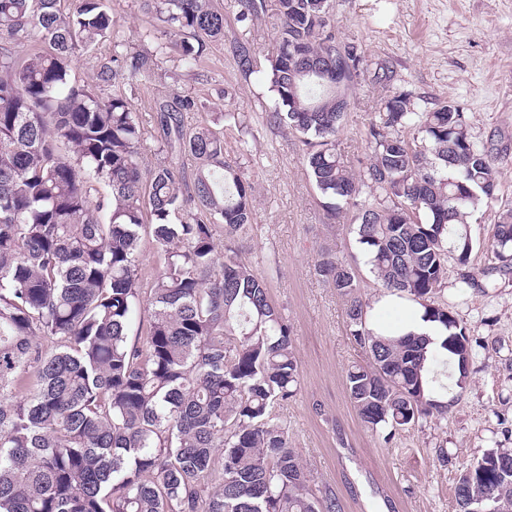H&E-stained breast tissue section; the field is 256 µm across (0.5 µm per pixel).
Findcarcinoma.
<instances>
[{
  "mask_svg": "<svg viewBox=\"0 0 512 512\" xmlns=\"http://www.w3.org/2000/svg\"><path fill=\"white\" fill-rule=\"evenodd\" d=\"M61 2L0 0V512H339L335 497L313 494L275 413L297 393L298 361L268 278L235 252L255 188L224 156V132L185 126L196 99L173 92L157 106L166 160L145 170V126L128 97L70 78L77 54L108 39L100 87L120 76L133 84L169 49L193 67L224 40V10L147 0L165 36L151 55L125 50L112 0H69L67 13ZM237 5L243 22L266 14V0ZM327 17L328 0H275L269 120L306 135V166L330 215L357 209L352 232L381 288L449 331L442 348L457 358L461 388L472 346L435 298L448 255L469 260V218L496 198L498 158L472 140L460 107L418 112L409 93L392 91L369 131L370 162L354 172L336 154L342 113L326 111L331 86L292 74L302 64L294 44L323 63L354 47ZM34 40L42 48L18 58ZM235 55L254 72L249 44ZM184 154L197 162L191 185L175 162ZM364 194L373 202L360 204ZM146 227L162 261L147 286ZM491 247L512 264V208L499 213ZM316 271L367 352L345 378L362 423L380 433L447 418L448 404L424 395V342L374 333L350 264L327 254ZM139 311L147 327L133 338ZM477 494L512 496V448L463 471L458 510Z\"/></svg>",
  "mask_w": 512,
  "mask_h": 512,
  "instance_id": "obj_1",
  "label": "carcinoma"
}]
</instances>
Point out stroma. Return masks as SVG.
Instances as JSON below:
<instances>
[{
  "label": "stroma",
  "instance_id": "35a3bbf8",
  "mask_svg": "<svg viewBox=\"0 0 512 512\" xmlns=\"http://www.w3.org/2000/svg\"><path fill=\"white\" fill-rule=\"evenodd\" d=\"M217 2L223 42L191 69L176 52L159 56L152 73L125 93L151 128L157 99L175 87L189 92L198 108L186 123L223 129L226 158L255 186L253 230L236 247L244 263L267 276L270 297L293 330L300 384L278 414L314 493L334 496L340 512H456L460 473L489 449L512 448V265L502 266L489 248L499 211L512 207V0H330L337 38L357 44L392 75L386 86L362 76L349 92L335 141L349 165L369 159L368 130L390 89L409 92L421 112L459 105L473 140L501 158L495 201L470 218L472 254L463 265L449 258L439 294L471 341L468 382L451 399L447 419L389 437L365 427L350 403L346 372L367 354L315 264L324 252L348 262L365 302L380 287L350 223L329 220L300 135L268 119L274 95L263 71L277 43L267 19L240 23L235 0ZM112 8L128 50L153 52L155 40L143 34L160 24L143 0H112ZM244 38L256 65L250 75L233 53ZM226 112L239 113L241 125H225ZM466 276L473 287H461Z\"/></svg>",
  "mask_w": 512,
  "mask_h": 512
}]
</instances>
